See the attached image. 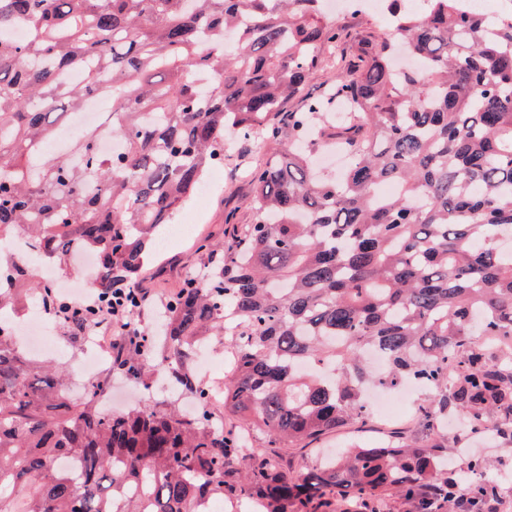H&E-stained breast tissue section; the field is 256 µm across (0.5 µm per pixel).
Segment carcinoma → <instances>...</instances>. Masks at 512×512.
<instances>
[{"label":"carcinoma","mask_w":512,"mask_h":512,"mask_svg":"<svg viewBox=\"0 0 512 512\" xmlns=\"http://www.w3.org/2000/svg\"><path fill=\"white\" fill-rule=\"evenodd\" d=\"M322 0H0V243L15 234L55 263L97 259L100 291L125 289L135 323L153 233L174 221L224 139L257 140L254 219L205 275H187L154 339L118 326L112 370L163 373L198 412H104L87 384L38 366L0 324V512H485L492 487L448 470L441 424L512 437V18L458 0H387L388 34L369 30L362 64L284 111L339 34ZM26 27L24 41L15 32ZM72 72L76 80L63 81ZM90 101L109 104L60 155L57 130ZM120 149H100L103 134ZM350 155L332 175L313 156ZM0 313L52 285L9 257ZM96 312L60 315L70 336ZM231 331L224 415L273 450L241 453L190 373L197 337ZM414 381L427 438L346 450L306 471L295 448L367 415L364 386Z\"/></svg>","instance_id":"obj_1"}]
</instances>
